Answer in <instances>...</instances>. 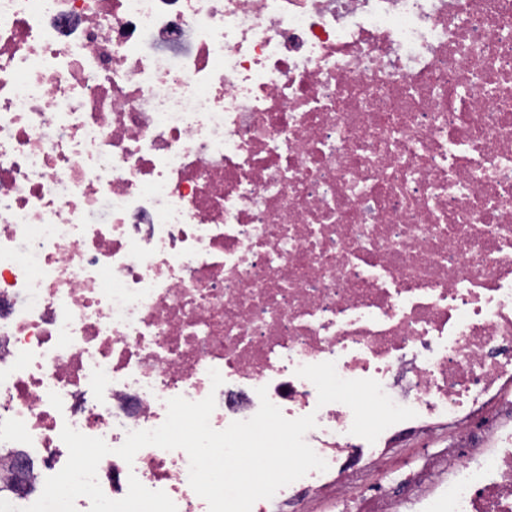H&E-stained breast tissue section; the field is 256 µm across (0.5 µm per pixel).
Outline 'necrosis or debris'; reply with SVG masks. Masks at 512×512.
<instances>
[{"instance_id":"obj_1","label":"necrosis or debris","mask_w":512,"mask_h":512,"mask_svg":"<svg viewBox=\"0 0 512 512\" xmlns=\"http://www.w3.org/2000/svg\"><path fill=\"white\" fill-rule=\"evenodd\" d=\"M262 386L328 464L273 500L361 512L366 452L389 512H512V0H0V447L40 487L63 427ZM442 423L410 499L388 450ZM132 475L209 512L183 450Z\"/></svg>"}]
</instances>
